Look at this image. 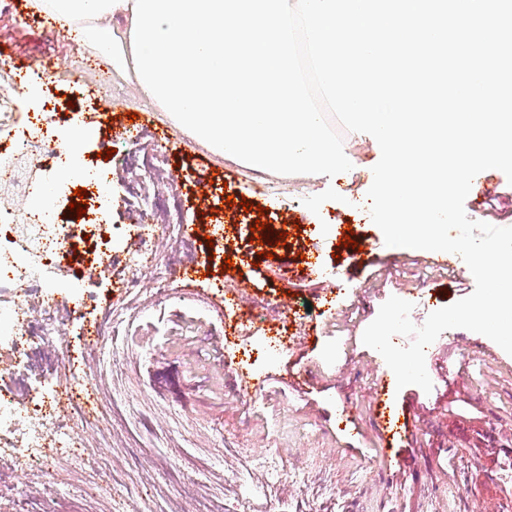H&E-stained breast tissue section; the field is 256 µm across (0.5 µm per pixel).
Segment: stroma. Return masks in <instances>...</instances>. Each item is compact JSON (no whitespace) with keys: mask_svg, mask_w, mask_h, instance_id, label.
Returning <instances> with one entry per match:
<instances>
[{"mask_svg":"<svg viewBox=\"0 0 512 512\" xmlns=\"http://www.w3.org/2000/svg\"><path fill=\"white\" fill-rule=\"evenodd\" d=\"M33 17L28 0L0 9V141L27 126L47 94L63 95L97 131L85 157L162 146L170 163L207 167L225 190L204 195L190 175L165 195L170 221L142 287L119 285L129 275L127 237L113 238L110 269L58 273L48 298L68 318L60 355L47 366L33 346L27 403L71 387L67 417L85 464L12 459L15 488L0 494V512H432L443 500L447 512H512V447L486 448L458 430L474 416L512 436V359L482 352V334L458 328L428 347L431 392L409 385L394 394L420 415L405 463L377 462L368 381L385 361L363 344L364 330L390 296L413 303L419 326L469 296L475 281L461 257L436 267L385 245L369 214L379 155L367 135L344 133L355 164L323 181L255 172L192 141L123 73ZM489 180L481 211L468 217L512 227V184L499 171ZM205 203L223 216L232 270L204 240L192 258L178 252L183 225L200 224ZM260 217L291 228L268 258L251 240ZM348 233L356 248L344 246ZM306 261L319 264L320 282L307 279ZM239 284L248 298L232 296ZM260 302L263 329L248 330L245 314ZM284 311L302 338L290 352L276 348ZM98 328L105 334L95 343ZM292 371L311 375L305 391L289 387Z\"/></svg>","mask_w":512,"mask_h":512,"instance_id":"1","label":"stroma"}]
</instances>
